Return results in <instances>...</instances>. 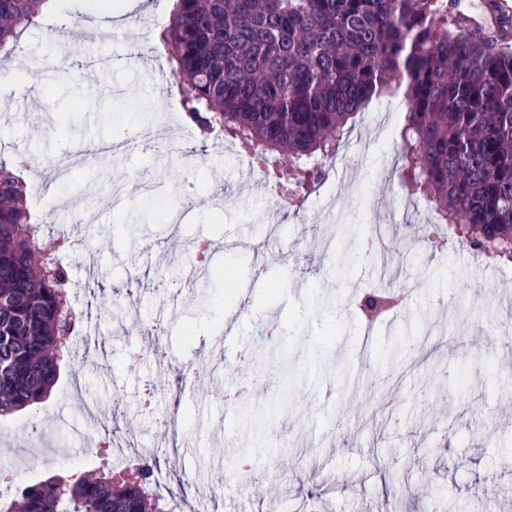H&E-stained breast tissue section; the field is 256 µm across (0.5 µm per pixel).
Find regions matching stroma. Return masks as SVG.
I'll list each match as a JSON object with an SVG mask.
<instances>
[{"mask_svg": "<svg viewBox=\"0 0 512 512\" xmlns=\"http://www.w3.org/2000/svg\"><path fill=\"white\" fill-rule=\"evenodd\" d=\"M123 0H47L35 24L7 57L11 80L0 81V157L34 149L52 161L61 137L101 141L127 124H165L176 118L180 132L168 150L125 152L74 170L57 186L38 220L43 229L82 238L94 264L65 256L70 283L86 312L85 325L99 344L88 345L80 371L62 364L49 401L62 423L52 431L55 451L31 445V410L0 416V455L38 464L24 481L73 475L97 468L104 433L137 447H167L157 458L155 486L179 512H512V428L500 420L497 396L512 389V362L499 350L494 326L500 303L512 304V264L485 259L459 244L438 225L447 246L412 251L420 225L408 202L414 186L403 176L398 141L365 142L369 126L384 112L375 102L352 121L340 159L326 162L325 175L288 209L272 187L287 184L292 168L276 156L268 176L249 174L229 134H205L184 109L168 112V62L154 48L168 25L173 0H143L128 24L142 33L130 43L126 27L108 36L77 32V23L108 19ZM110 59L106 74L60 72L52 63L61 49ZM368 196L383 212L397 213L385 225L389 267L400 279L418 281L409 303L373 324L357 309L360 290L376 287L378 275L353 261L373 215ZM278 215L289 243L268 237L265 220ZM336 236V253L351 259L346 269L323 263L317 248ZM210 240L211 265L233 274L241 300L224 296L211 281L208 300L177 286L195 240ZM164 271L172 286L157 292ZM127 293L125 320L113 319L105 301ZM275 322L284 329L290 373L270 376L268 397L248 406L266 411L284 435L279 446L259 437L244 419L225 417L218 388L233 369L214 372L207 386L182 384L185 365L211 369L210 353L240 321ZM430 344L402 362L398 345L425 331ZM165 346L170 367L151 359L132 361L130 346ZM398 377L400 429L386 426L367 385L350 386L337 413L350 423L353 444L332 449L326 414L307 409L302 398L326 380L344 379L361 350ZM435 397L456 394L451 406L422 408L421 389ZM256 448L253 467L263 480L242 491L211 493L218 473L234 470L244 447ZM494 483V501L476 495Z\"/></svg>", "mask_w": 512, "mask_h": 512, "instance_id": "1", "label": "stroma"}]
</instances>
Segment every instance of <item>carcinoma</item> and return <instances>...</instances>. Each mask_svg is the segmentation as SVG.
<instances>
[{"label": "carcinoma", "mask_w": 512, "mask_h": 512, "mask_svg": "<svg viewBox=\"0 0 512 512\" xmlns=\"http://www.w3.org/2000/svg\"><path fill=\"white\" fill-rule=\"evenodd\" d=\"M46 0H0V50L13 51ZM480 39L460 0H177L164 41L189 119L220 128L258 155L288 151L317 181L356 114L406 89L404 170L436 221L474 250L512 263V16ZM0 159V415L43 404L67 339L63 236H39L18 168ZM387 293L365 294L378 315ZM154 461L27 485L0 512H167L152 489Z\"/></svg>", "instance_id": "cac0c4a2"}]
</instances>
